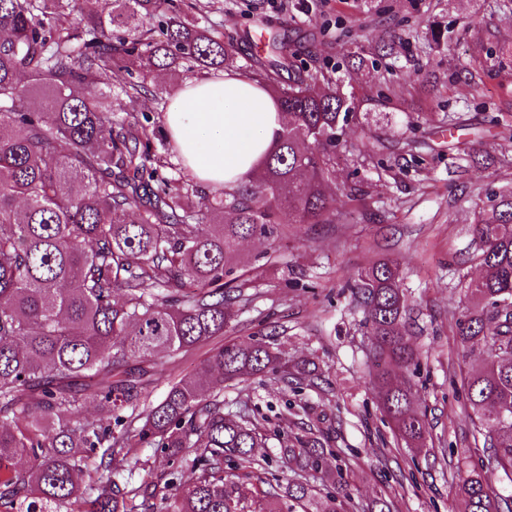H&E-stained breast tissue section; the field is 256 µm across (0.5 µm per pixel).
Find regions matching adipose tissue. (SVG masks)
Returning <instances> with one entry per match:
<instances>
[{"mask_svg":"<svg viewBox=\"0 0 512 512\" xmlns=\"http://www.w3.org/2000/svg\"><path fill=\"white\" fill-rule=\"evenodd\" d=\"M284 121L268 91L238 72L185 82L164 114L166 135L186 170L210 188L248 179L273 150Z\"/></svg>","mask_w":512,"mask_h":512,"instance_id":"ef3b65f1","label":"adipose tissue"}]
</instances>
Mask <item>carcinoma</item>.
Returning <instances> with one entry per match:
<instances>
[{
    "mask_svg": "<svg viewBox=\"0 0 512 512\" xmlns=\"http://www.w3.org/2000/svg\"><path fill=\"white\" fill-rule=\"evenodd\" d=\"M234 44L199 24L187 0H0V512H353L326 474L315 495L302 481L248 494L240 475L258 465L257 424L224 412V382L292 374L264 337L214 350L193 374L148 401L160 354L204 345L232 319L245 283L238 244L271 243L290 224H329L327 182L356 119L351 96L317 87L309 71L279 80L283 62L254 73L288 122L250 178L196 207L154 168L133 115L112 116V96L148 93L154 69H217ZM470 307L456 320L462 348L488 361L467 372L465 413L482 453L457 484L463 512H512L492 490L512 482V190L492 194L472 227ZM399 263L379 259L350 280L383 365L409 368L408 309ZM385 416L406 445L428 435L408 386L379 372ZM109 413L89 415L87 397ZM148 444L190 482L134 487L120 464ZM281 457L323 471L333 455L312 433L282 441ZM107 473L82 488L83 478Z\"/></svg>",
    "mask_w": 512,
    "mask_h": 512,
    "instance_id": "carcinoma-1",
    "label": "carcinoma"
}]
</instances>
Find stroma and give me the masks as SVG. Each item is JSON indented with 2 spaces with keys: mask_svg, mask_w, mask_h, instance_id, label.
<instances>
[{
  "mask_svg": "<svg viewBox=\"0 0 512 512\" xmlns=\"http://www.w3.org/2000/svg\"><path fill=\"white\" fill-rule=\"evenodd\" d=\"M200 22L233 38L238 70L257 36L277 34L297 65L341 81L352 93L351 126L328 191L332 224L290 225L277 247L240 245L248 286L234 319L211 343L160 360L151 390L159 401L169 380L192 374L229 341L266 336L299 375H262L224 385V408L254 421L266 465L251 484H283L295 468L281 459L284 431L320 434L336 452L343 487L356 503L383 498L392 512H462L456 494L464 451L473 447L463 410L461 371L486 362L465 350L454 323L469 303L480 270L471 226L490 190L512 188V10L501 0H192ZM448 29V45L432 51L420 35ZM394 41L393 54L381 47ZM155 71L149 91L114 101L146 127L163 174L191 190L199 184L164 131L160 99L179 80ZM476 162L465 160V153ZM382 258L400 263L407 327L421 353L419 371L395 370L410 386L431 433L406 447L382 412L374 386L373 338L347 281Z\"/></svg>",
  "mask_w": 512,
  "mask_h": 512,
  "instance_id": "obj_1",
  "label": "stroma"
}]
</instances>
